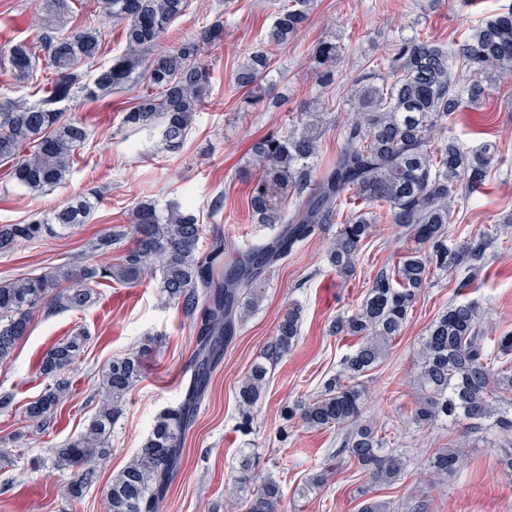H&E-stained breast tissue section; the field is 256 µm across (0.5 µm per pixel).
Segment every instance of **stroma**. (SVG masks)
Instances as JSON below:
<instances>
[{
	"mask_svg": "<svg viewBox=\"0 0 512 512\" xmlns=\"http://www.w3.org/2000/svg\"><path fill=\"white\" fill-rule=\"evenodd\" d=\"M71 27H100L105 36L98 65H107L123 49L122 28L103 18L97 0H75ZM512 0H315L307 25L294 41L279 49L267 77L285 103L245 100L234 72L246 49L264 43L272 24L263 0H190L186 14L175 20L161 40L173 46L215 22L224 25L223 43L204 56L210 81L203 105L180 147H163L158 139L134 132L122 117L135 103L130 92L95 101L75 93L61 103L66 117L81 120L90 135L77 151L68 179L34 194L16 185L8 167L0 165V224H26L79 195H95L98 204L86 223L71 229L43 231L38 239L20 241L0 254V280L37 275L64 262L100 263L93 251L97 237L115 224L127 223L132 209L149 200L159 207H190L204 226L203 246L224 241V260H237L253 244L275 235L267 224L253 223L247 207L255 176L247 149L269 132L288 128L300 109L320 88L310 66L313 47L336 35L341 46L336 61L332 122L321 143L322 160H331L340 128L348 117V91L355 78L373 71L389 45L398 39L426 36L443 45L461 41L471 28L489 19ZM39 0H0V47L34 42L33 24ZM43 68L38 79L15 81L0 63V101L38 102L51 86ZM466 149L487 140L497 144V160L488 182L460 212L448 234L449 245L486 234L495 243L470 282L439 276L424 288L401 333L382 363L363 379L364 418L377 424L398 421L392 445L421 461L435 449L463 446L467 465L449 474L442 486L429 488L416 468L395 484L372 485L359 467L337 455L336 435L285 424L283 413L298 399L323 390L340 370L342 358L358 344L354 336L329 333L332 319L350 313L363 300L367 281L380 268L395 265L413 240L401 227L381 220L366 238L352 277L342 278L328 262L334 228L316 233L266 273L265 292L257 310L240 326L214 371L209 391L186 436L182 466L162 503V512H238L224 494L241 449L257 454L258 476L274 475L284 488V512H358L361 491L380 502L400 503L404 512H512V473L497 464L500 435L468 430L439 421L420 429L410 421L421 391L416 382L418 352L429 323L455 299L479 306L493 336L512 332V74L490 86L482 103L461 112L448 131ZM100 296L82 312L35 314L11 361L0 366V392L13 394V404L0 411V448L14 459L0 469V512H106V492L114 474L141 447L159 415L181 399L192 375L194 337L177 304L168 302L154 279L130 287L101 285ZM302 307L297 345L271 362L265 397L253 428L237 427L238 389L253 362L270 344L289 304ZM85 329L89 341L69 372L72 393L58 408L48 433H40L23 417L24 408L45 390L38 361L55 343ZM136 352L142 378L127 397L112 433V451L96 483L78 503L60 487L63 476L52 466L54 445L77 435L94 413L98 384L107 361ZM287 440H280V427ZM330 467L326 485L308 488L309 477Z\"/></svg>",
	"mask_w": 512,
	"mask_h": 512,
	"instance_id": "35a3bbf8",
	"label": "stroma"
}]
</instances>
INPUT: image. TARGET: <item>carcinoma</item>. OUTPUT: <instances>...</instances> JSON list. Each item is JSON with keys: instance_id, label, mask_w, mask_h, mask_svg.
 I'll list each match as a JSON object with an SVG mask.
<instances>
[{"instance_id": "carcinoma-1", "label": "carcinoma", "mask_w": 512, "mask_h": 512, "mask_svg": "<svg viewBox=\"0 0 512 512\" xmlns=\"http://www.w3.org/2000/svg\"><path fill=\"white\" fill-rule=\"evenodd\" d=\"M314 0H268L273 24L268 48L245 56L235 83L262 93V81L274 51L293 38L305 23ZM189 0H102L106 17L122 26L124 48L108 67L89 82L84 66L102 53L104 40L97 28H63L72 12L71 0H43L35 17L39 44L19 43L0 53L20 82L33 78L39 66L37 51L45 52L53 87L39 102H0V165H10L17 183L33 193L61 184L76 151L85 143L82 124L63 120L56 104L78 88L90 98L129 90L144 80L152 92L136 97L124 113L123 124L156 132L167 147L188 136L195 113L207 91V74L200 56L220 45L223 26L211 25L195 38L163 48L160 40L183 16ZM339 45L323 40L312 52L319 81H335ZM473 77L465 83L454 69ZM512 69V7L479 25L448 49L425 38L401 39L389 47L383 69L356 78L350 89L352 119L340 130L341 142L331 164L318 162L329 103H308L300 120L272 131L251 147L256 169L248 208L259 224H277L278 232L252 246L229 269H224V239L216 238L206 254L200 243L204 226L176 205L159 210L142 203L126 224L107 228L95 250L110 260L102 265L65 263L39 276L0 281V364L11 359L37 311H82L98 297L105 282L133 285L145 275L160 272V288L168 300L181 305L195 334L193 373L183 400L165 410L152 434L115 475L107 490V512H160L165 490L183 459V445L199 404L210 385L213 369L239 326L256 310L264 291L266 270L300 242L330 224L336 232L328 251L330 265L344 277L355 274L362 242L370 235L374 216L344 212L351 198L375 208L390 222L405 228L417 241L397 265L369 278L363 303L351 315L337 318L332 329L360 337L345 356L339 375L324 392L288 408L285 419L310 429L336 431L339 448L376 484L391 485L407 468L401 454L389 449L387 430L363 420L364 394L357 380L377 367L392 339L400 335L421 288L439 275L476 270L489 242L472 237L448 246V225L456 210L468 205L484 186L496 162V147L483 144L468 152L446 137L459 112L483 100L488 85L504 69ZM294 202L290 209L289 202ZM95 202L85 197L56 212L55 223L65 228L81 224ZM47 221L1 224L0 253L20 241L32 240ZM300 307L283 314L275 339L263 361L257 362L238 392V427L252 429L253 409L266 385V363L287 354L298 341ZM88 341L83 331L54 344L42 356L39 372L52 380L38 399L25 408L26 420L46 426L70 391L68 371ZM142 367L135 353L117 355L102 372L101 394L84 430L53 450V466L69 473L64 496L80 501L98 477L97 464L111 452L109 441L122 416L127 395L140 381ZM418 383L426 390L411 410L418 427L441 417L467 423L469 429L490 427L512 437V333L490 337L478 308L465 301L431 323L420 349ZM256 457L242 453L227 491L237 495L254 480ZM465 464L460 448H438L419 468L431 484ZM284 494L280 482L266 477L253 493L239 498L241 512H280Z\"/></svg>"}]
</instances>
